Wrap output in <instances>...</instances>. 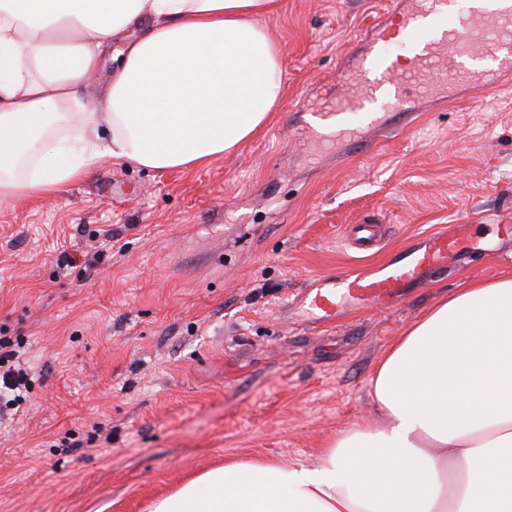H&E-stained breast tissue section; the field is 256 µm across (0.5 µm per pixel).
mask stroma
I'll list each match as a JSON object with an SVG mask.
<instances>
[{
	"label": "stroma",
	"mask_w": 512,
	"mask_h": 512,
	"mask_svg": "<svg viewBox=\"0 0 512 512\" xmlns=\"http://www.w3.org/2000/svg\"><path fill=\"white\" fill-rule=\"evenodd\" d=\"M388 8L281 0L264 23L284 95L237 151L187 171L104 161L0 207V336L35 375L0 416V512H148L227 461L313 466L372 414L369 379L408 326L512 275V89L456 86L404 129L338 145L293 120ZM365 218L384 227L381 260L464 220L480 251L393 310L288 318L313 279L367 264L341 239Z\"/></svg>",
	"instance_id": "stroma-1"
}]
</instances>
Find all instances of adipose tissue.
Here are the masks:
<instances>
[{
	"instance_id": "1",
	"label": "adipose tissue",
	"mask_w": 512,
	"mask_h": 512,
	"mask_svg": "<svg viewBox=\"0 0 512 512\" xmlns=\"http://www.w3.org/2000/svg\"><path fill=\"white\" fill-rule=\"evenodd\" d=\"M278 0H0V206L109 160L190 170L284 92ZM100 79L97 111L84 91ZM109 138H88L91 126ZM378 415L312 467L207 470L150 512H512V277L441 299L372 378Z\"/></svg>"
}]
</instances>
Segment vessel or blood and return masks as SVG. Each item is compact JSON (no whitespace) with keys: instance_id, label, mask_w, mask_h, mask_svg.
I'll return each instance as SVG.
<instances>
[{"instance_id":"obj_1","label":"vessel or blood","mask_w":512,"mask_h":512,"mask_svg":"<svg viewBox=\"0 0 512 512\" xmlns=\"http://www.w3.org/2000/svg\"><path fill=\"white\" fill-rule=\"evenodd\" d=\"M494 9H479L467 0H411L391 10L396 35L417 34L418 47L408 55H391L385 35L369 37L355 71L336 73V94L315 112L320 140L330 144L359 125L374 126L381 113L400 115L413 98L434 96L442 87L470 82L485 96L497 88L494 76L512 75V0H495ZM485 60L471 67L473 57ZM472 226L437 231L421 245L408 247L385 263L357 266L315 280L295 303L306 322L333 325L363 309L402 305L411 285L430 280L472 246ZM348 244L360 251L380 245V225L368 222L346 228Z\"/></svg>"}]
</instances>
